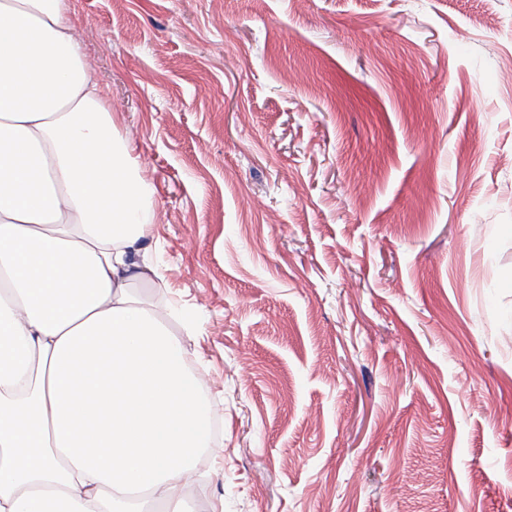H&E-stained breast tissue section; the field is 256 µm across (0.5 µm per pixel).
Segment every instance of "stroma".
<instances>
[{"instance_id":"1","label":"stroma","mask_w":512,"mask_h":512,"mask_svg":"<svg viewBox=\"0 0 512 512\" xmlns=\"http://www.w3.org/2000/svg\"><path fill=\"white\" fill-rule=\"evenodd\" d=\"M199 323L197 512H512V0H69Z\"/></svg>"}]
</instances>
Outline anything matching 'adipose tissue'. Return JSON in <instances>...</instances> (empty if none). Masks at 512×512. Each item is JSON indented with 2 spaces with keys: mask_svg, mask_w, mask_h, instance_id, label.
Returning <instances> with one entry per match:
<instances>
[{
  "mask_svg": "<svg viewBox=\"0 0 512 512\" xmlns=\"http://www.w3.org/2000/svg\"><path fill=\"white\" fill-rule=\"evenodd\" d=\"M150 189L65 0H0V512H194L210 399L136 299Z\"/></svg>",
  "mask_w": 512,
  "mask_h": 512,
  "instance_id": "ef3b65f1",
  "label": "adipose tissue"
}]
</instances>
